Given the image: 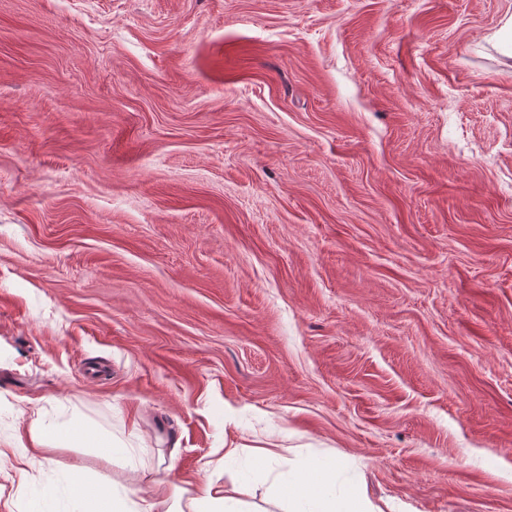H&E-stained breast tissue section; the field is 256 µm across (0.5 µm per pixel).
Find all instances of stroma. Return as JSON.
<instances>
[{"label": "stroma", "instance_id": "obj_1", "mask_svg": "<svg viewBox=\"0 0 512 512\" xmlns=\"http://www.w3.org/2000/svg\"><path fill=\"white\" fill-rule=\"evenodd\" d=\"M512 0H0L6 501L71 466L512 512ZM75 418L127 456L34 448Z\"/></svg>", "mask_w": 512, "mask_h": 512}]
</instances>
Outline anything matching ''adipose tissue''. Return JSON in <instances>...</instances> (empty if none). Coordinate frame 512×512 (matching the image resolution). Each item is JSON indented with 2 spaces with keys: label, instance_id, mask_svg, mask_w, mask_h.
Wrapping results in <instances>:
<instances>
[{
  "label": "adipose tissue",
  "instance_id": "adipose-tissue-1",
  "mask_svg": "<svg viewBox=\"0 0 512 512\" xmlns=\"http://www.w3.org/2000/svg\"><path fill=\"white\" fill-rule=\"evenodd\" d=\"M78 438L99 448L104 460H111V435L82 422L40 418L30 429V439L39 448L68 446ZM331 473L332 465L326 461L316 463L311 470L289 473L278 484L287 501L285 512H381L379 507L357 496H331ZM67 502L80 504L84 512H254L236 488L229 490L210 481L200 492L189 493L177 484L174 463L164 460L158 464L149 497L133 499L129 491L117 489L112 482L87 480L74 467L67 475L62 497H42L29 502L21 512H61Z\"/></svg>",
  "mask_w": 512,
  "mask_h": 512
}]
</instances>
